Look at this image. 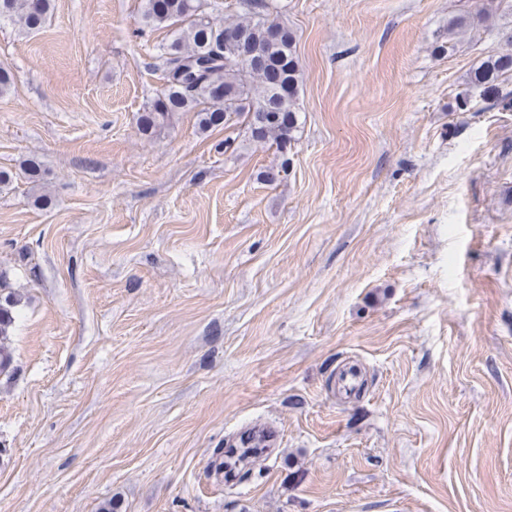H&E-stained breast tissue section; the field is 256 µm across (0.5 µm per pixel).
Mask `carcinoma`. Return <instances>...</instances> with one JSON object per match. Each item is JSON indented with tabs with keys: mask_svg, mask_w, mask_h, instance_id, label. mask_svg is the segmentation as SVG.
Returning a JSON list of instances; mask_svg holds the SVG:
<instances>
[{
	"mask_svg": "<svg viewBox=\"0 0 512 512\" xmlns=\"http://www.w3.org/2000/svg\"><path fill=\"white\" fill-rule=\"evenodd\" d=\"M52 0H0V20L7 18L29 30L49 19ZM142 18L150 28L165 29L169 38L163 56L165 89L139 116V131L151 136L161 131L178 112L197 113L202 130L219 127L245 128L250 142L270 143L282 150L293 140L297 124V88L301 70L295 35L273 19H257L252 9H242L228 22L210 0H143ZM473 21L464 10L448 22V33L466 31ZM243 37V48H258L250 58L224 49V30ZM512 73V53L484 62L470 84L481 92L497 86L500 77ZM19 299L0 292V372L9 369V340Z\"/></svg>",
	"mask_w": 512,
	"mask_h": 512,
	"instance_id": "carcinoma-1",
	"label": "carcinoma"
}]
</instances>
